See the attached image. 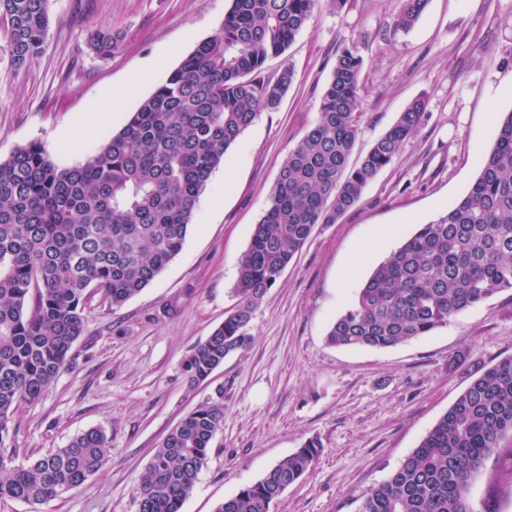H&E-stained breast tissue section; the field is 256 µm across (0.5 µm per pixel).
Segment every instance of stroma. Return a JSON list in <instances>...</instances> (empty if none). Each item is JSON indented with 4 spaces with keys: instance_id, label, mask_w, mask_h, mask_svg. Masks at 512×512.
<instances>
[{
    "instance_id": "obj_1",
    "label": "stroma",
    "mask_w": 512,
    "mask_h": 512,
    "mask_svg": "<svg viewBox=\"0 0 512 512\" xmlns=\"http://www.w3.org/2000/svg\"><path fill=\"white\" fill-rule=\"evenodd\" d=\"M399 5H321L285 53L266 61V74L294 71L278 110L261 113L230 148L197 201L182 251L155 281L117 309L98 294L89 300L71 366L15 415L4 450L13 464H26L98 428L111 441L110 461L79 491L44 505L0 498V512H138L135 489L156 448L219 387L224 426L182 512H215L311 439L318 461L273 512H354L356 499L419 446L475 369L512 357V290L392 348L326 341L373 267L467 194L496 120L512 111V0H429L407 31L394 24ZM229 7L230 0H48L41 53L16 71L0 51V161L35 141L57 166L83 163L218 32ZM106 26L122 40L103 59L87 36ZM344 46L364 59L355 155L415 98L426 100L424 120L356 206L316 226L255 310L250 344L189 386L182 362L235 306L239 259L283 161L317 119ZM144 71L153 84L113 111V89ZM81 117L98 124L97 135L62 147ZM388 224L396 235L349 275L359 247ZM491 494L498 512H512V461L489 460L470 490L474 512Z\"/></svg>"
}]
</instances>
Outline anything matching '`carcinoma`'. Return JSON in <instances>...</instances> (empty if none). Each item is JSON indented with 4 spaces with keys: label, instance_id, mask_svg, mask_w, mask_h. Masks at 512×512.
<instances>
[{
    "label": "carcinoma",
    "instance_id": "carcinoma-1",
    "mask_svg": "<svg viewBox=\"0 0 512 512\" xmlns=\"http://www.w3.org/2000/svg\"><path fill=\"white\" fill-rule=\"evenodd\" d=\"M322 0H231L216 35L202 41L98 152L61 168L31 142L0 162V447L12 417L40 401L71 363L84 310L99 293L118 308L148 287L182 250L196 199L258 115L278 109L294 72L261 76ZM429 0H400L409 29ZM3 51L20 69L46 38L47 0H0ZM121 35L99 28L98 56ZM364 60L336 54L316 123L284 160L269 206L239 261L235 308L182 363L192 385L245 347L252 315L318 224H334L420 128L425 101L410 102L359 161ZM512 290V112L497 121L468 193L379 263L330 326L335 347L390 348L445 327L461 311ZM224 426V388L171 429L136 488L139 512H181ZM314 441L278 461L215 512H272L316 463ZM98 429L12 466L0 455V498L30 505L86 485L110 459ZM495 457L512 460V357L472 378L448 411L355 512H473V478Z\"/></svg>",
    "mask_w": 512,
    "mask_h": 512
}]
</instances>
